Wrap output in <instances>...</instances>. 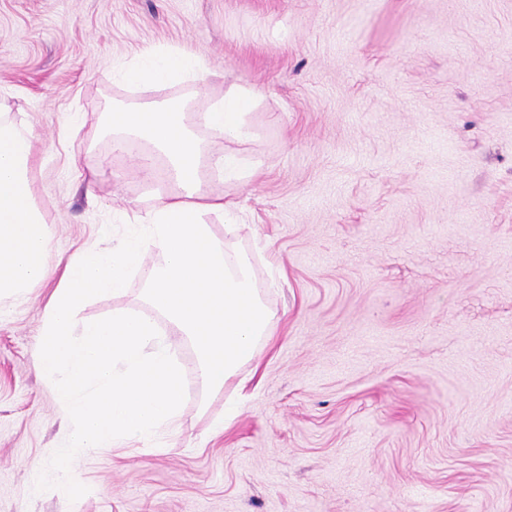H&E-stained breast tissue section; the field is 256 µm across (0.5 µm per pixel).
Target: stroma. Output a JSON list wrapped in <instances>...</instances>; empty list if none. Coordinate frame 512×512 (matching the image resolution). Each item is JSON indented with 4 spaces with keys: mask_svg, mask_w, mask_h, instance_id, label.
Instances as JSON below:
<instances>
[{
    "mask_svg": "<svg viewBox=\"0 0 512 512\" xmlns=\"http://www.w3.org/2000/svg\"><path fill=\"white\" fill-rule=\"evenodd\" d=\"M180 46L262 99L234 151L238 203L275 311L241 412L187 387L178 431L68 462L35 370L52 284L0 303V512H512V0H0V102L34 134L54 253L119 237L160 174L100 132L137 100L116 69ZM96 167L85 187L70 157Z\"/></svg>",
    "mask_w": 512,
    "mask_h": 512,
    "instance_id": "1",
    "label": "stroma"
}]
</instances>
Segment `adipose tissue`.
Segmentation results:
<instances>
[{"label": "adipose tissue", "mask_w": 512, "mask_h": 512, "mask_svg": "<svg viewBox=\"0 0 512 512\" xmlns=\"http://www.w3.org/2000/svg\"><path fill=\"white\" fill-rule=\"evenodd\" d=\"M118 77L147 94L174 80L200 86L209 71L200 53L144 48ZM259 99L251 86H232L195 123L182 100L147 96L113 105L106 116L113 145L145 141L164 161L174 189L134 212L115 243H94L67 258L52 255L33 194L31 130L0 113V300L56 284L42 318L36 370L53 386L68 428L65 459L145 444L178 426L184 389L176 346L194 349L201 391L220 393L272 335L275 313L255 282L251 257L227 240L236 230L237 204L208 193L200 176L206 162L240 181L246 168L232 153L209 157L197 134L203 126L230 142L251 140L249 115ZM216 219L225 238L212 232ZM151 253L157 261L141 307L82 318L90 301L125 294ZM65 459L45 476L60 490L71 483Z\"/></svg>", "instance_id": "ef3b65f1"}]
</instances>
